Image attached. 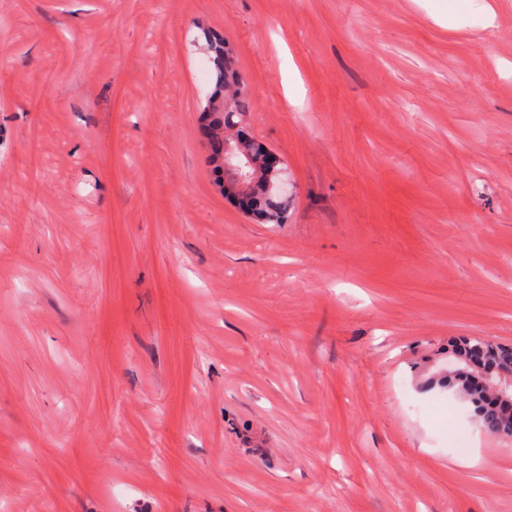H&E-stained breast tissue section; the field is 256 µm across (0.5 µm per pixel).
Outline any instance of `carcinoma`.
Masks as SVG:
<instances>
[{"label":"carcinoma","instance_id":"carcinoma-1","mask_svg":"<svg viewBox=\"0 0 512 512\" xmlns=\"http://www.w3.org/2000/svg\"><path fill=\"white\" fill-rule=\"evenodd\" d=\"M207 46L212 53L215 72V91L212 98L224 96L230 101L226 109H211L203 105L202 121L207 130L218 126L235 127L242 122L246 106V91H237L236 85L243 83L237 73L233 59L224 52V35L208 31L204 33ZM257 219L264 224H283L287 218L288 202L258 188ZM448 355L456 359L461 368L448 372L443 383L448 391L465 400L479 427L492 437L512 439V407L507 409L498 404L497 398L486 388L477 385L464 371L467 362L477 361L488 368L507 369L512 367V346L506 347L481 336L461 337L450 345Z\"/></svg>","mask_w":512,"mask_h":512}]
</instances>
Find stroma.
<instances>
[{"label":"stroma","instance_id":"obj_1","mask_svg":"<svg viewBox=\"0 0 512 512\" xmlns=\"http://www.w3.org/2000/svg\"><path fill=\"white\" fill-rule=\"evenodd\" d=\"M460 336L512 343V0H0V512H512ZM204 37L212 53V62L215 72V91L201 109L203 126L209 131L218 126H223L224 128L236 127L242 122L243 116L245 112H247L244 81L237 73L232 57L228 58L224 52V35L214 31H208L204 33ZM238 83L243 86L239 94L236 89ZM221 95H224V103L226 100H230V106L226 110L225 108L222 110L209 108V102ZM209 139L213 161L224 157V181L222 186L224 195L238 202L243 211L247 212L251 188L256 181L262 178L264 171H267L265 173L267 178L269 176L276 177L274 182L268 179V188L274 187L277 189L284 181L283 160L266 146L264 153L258 154V158L255 159L257 151L243 150V144L239 139H236L235 145L230 142L226 143L228 155L224 156V136L210 132ZM237 150L243 152L245 159L238 156ZM248 168L252 171H248ZM257 219L264 224H284L287 218L288 202L273 194H266L264 188H258Z\"/></svg>","mask_w":512,"mask_h":512}]
</instances>
